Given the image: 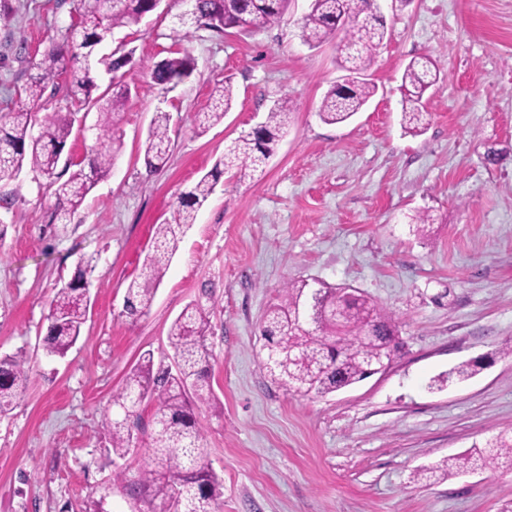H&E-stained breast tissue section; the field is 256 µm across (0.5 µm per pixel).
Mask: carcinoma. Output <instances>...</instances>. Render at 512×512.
<instances>
[{"mask_svg": "<svg viewBox=\"0 0 512 512\" xmlns=\"http://www.w3.org/2000/svg\"><path fill=\"white\" fill-rule=\"evenodd\" d=\"M289 0H183L186 9L177 16L176 36L186 39L191 29L212 28L223 32L233 28L248 32L280 22ZM79 20L61 32L38 60L27 59L36 75L24 87L27 105L0 116V203L8 209L14 198L7 187L19 180L24 169L46 179L56 207L51 214L55 224H69L87 194L105 178L115 164L120 140L114 134V116L131 94L127 86L112 92L105 101L92 100L96 88L97 65L108 63L116 73L130 62L133 52L116 58L99 55L100 47L112 39L117 29L138 24L155 11L153 0H79ZM386 35L382 16L374 0H313L311 12L302 23L301 37L311 47L334 42L342 57L343 68L354 78L348 86L331 88L319 107L320 118L330 124L342 123L357 114L375 95L376 85L366 78L374 54ZM191 59L164 58L149 71L151 81L159 86H175L191 73ZM441 80L436 62L421 56L411 60L402 74L404 90L401 121L405 128L419 132L426 114L424 96L436 89ZM65 88L75 104L95 102L96 122L92 144L77 170L68 178L58 170L76 122L74 112L33 111L41 105L46 91ZM212 106L196 115L199 128L207 130L220 123L233 101V87L224 82L214 87ZM291 115L288 101L270 109L266 120L246 135L238 137L215 171L207 173L195 187L180 195L171 218L156 226L154 246L147 256L141 279L126 288L124 313L137 320L152 306L179 243L196 220V212L217 187L224 170L236 169L240 176L265 164L275 153L280 134L288 128ZM170 113L158 110L144 143V163L156 170L164 165L171 147ZM89 283L85 271L59 288L51 301L44 349L51 355L65 354L78 340L86 320ZM307 284H287L280 299L271 304L262 318V339L273 344L277 355H267L266 372L289 391L330 394L366 378L369 362L394 361L402 345L395 318L376 302L363 295L350 305L351 312L342 322L323 321L310 331L298 323ZM209 312L200 304L186 306L173 322L169 343L174 367H154L153 357L142 361L112 395L117 415H103L102 427L111 440L113 454H129L135 431L139 430L144 403L155 401L151 420L148 452L151 463L141 470L133 492L148 504L150 512H215L221 496L220 483L206 462L204 433L193 415L197 403L212 401L208 363L213 357L208 345ZM28 367L26 355L18 352L0 358V416L12 409L26 391ZM488 452L477 456L450 458L445 467L471 469L491 460H503L512 469V438L499 436L487 443Z\"/></svg>", "mask_w": 512, "mask_h": 512, "instance_id": "1", "label": "carcinoma"}]
</instances>
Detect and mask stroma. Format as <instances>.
Masks as SVG:
<instances>
[{
	"instance_id": "stroma-1",
	"label": "stroma",
	"mask_w": 512,
	"mask_h": 512,
	"mask_svg": "<svg viewBox=\"0 0 512 512\" xmlns=\"http://www.w3.org/2000/svg\"><path fill=\"white\" fill-rule=\"evenodd\" d=\"M386 37L362 112L323 122L320 103L343 71L334 44L306 45L311 0L279 24L244 34H173L181 0H163L101 52L133 53L111 74L131 89L115 116L123 145L111 174L71 224H50L55 197L24 171L0 229V355L26 351L27 389L0 417V512H148L131 494L148 459L153 404L134 453L117 457L102 428L112 394L144 354L166 361L187 304L210 314L216 408L196 413L207 462L223 484L216 512H501L512 471H441L443 460L512 432V0H380ZM77 0H11L0 15V113L25 101L37 59ZM188 53L191 75L165 89L154 62ZM428 55L444 77L423 132L401 125V75ZM231 80L223 122L199 132L212 89ZM292 119L262 178L224 174L158 287L149 313H123L157 224L177 197L264 122L274 103ZM172 115V151L147 171L141 144L156 110ZM434 224L418 232L412 215ZM91 266L83 332L65 356L42 349L50 302L79 262ZM289 282L356 288L392 312L404 349L383 372L345 389L287 391L262 368L261 318ZM471 379L446 381L469 360Z\"/></svg>"
}]
</instances>
